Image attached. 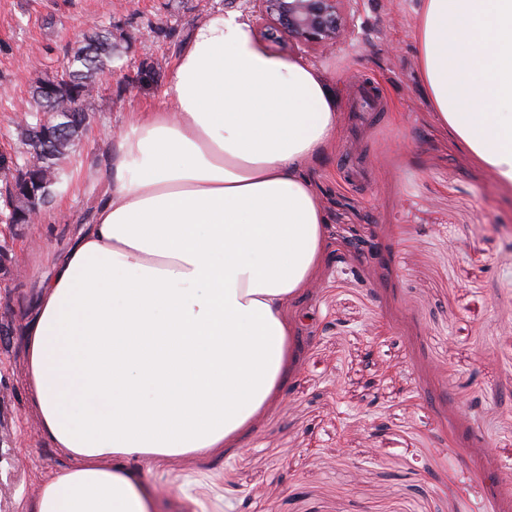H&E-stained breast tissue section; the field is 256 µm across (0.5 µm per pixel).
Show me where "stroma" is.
<instances>
[{
  "label": "stroma",
  "mask_w": 512,
  "mask_h": 512,
  "mask_svg": "<svg viewBox=\"0 0 512 512\" xmlns=\"http://www.w3.org/2000/svg\"><path fill=\"white\" fill-rule=\"evenodd\" d=\"M420 0H352L336 46L281 34L266 53L323 70L341 128L306 164L329 226H357L374 266L330 240L294 324L278 394L224 447L138 461L156 512H512V190L436 122L418 70ZM240 0H0V148L23 156L14 117L37 78L86 35L112 31L121 58L93 100L63 183L19 226L0 282V512H28L73 463L46 437L24 330L39 285L108 189L131 112L155 110L207 15Z\"/></svg>",
  "instance_id": "35a3bbf8"
}]
</instances>
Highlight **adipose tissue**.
Here are the masks:
<instances>
[{
	"mask_svg": "<svg viewBox=\"0 0 512 512\" xmlns=\"http://www.w3.org/2000/svg\"><path fill=\"white\" fill-rule=\"evenodd\" d=\"M415 39L439 123L512 188V0H422ZM339 129L315 66L266 54L236 13L195 27L41 284L29 381L74 463L31 512H154L130 460L223 447L276 394L285 311L328 240L303 168Z\"/></svg>",
	"mask_w": 512,
	"mask_h": 512,
	"instance_id": "obj_1",
	"label": "adipose tissue"
}]
</instances>
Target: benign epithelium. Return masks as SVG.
I'll return each instance as SVG.
<instances>
[{"mask_svg":"<svg viewBox=\"0 0 512 512\" xmlns=\"http://www.w3.org/2000/svg\"><path fill=\"white\" fill-rule=\"evenodd\" d=\"M252 8L257 27L272 28L306 47L333 44L345 38L350 30L346 3L350 0H244ZM38 92L49 104L73 96L70 80L56 75L43 78L37 84ZM28 113L16 115L18 130L24 132L21 141L27 146L23 162H18L12 152L0 149V182L9 185L12 195L5 198V207L11 214L5 218L0 213V280L10 275L13 264L10 252L13 242L4 235V228L32 224L52 196V172L42 171L39 178L32 172L39 166V155L54 151L64 139L77 145L82 136L70 134L74 114L71 112H46L41 120L29 124ZM336 236L344 248L365 258L370 263L382 259L381 249L375 240L362 236L354 227L336 225Z\"/></svg>","mask_w":512,"mask_h":512,"instance_id":"obj_1","label":"benign epithelium"}]
</instances>
